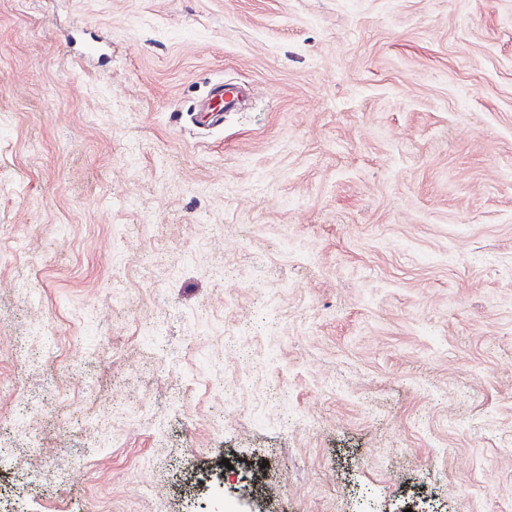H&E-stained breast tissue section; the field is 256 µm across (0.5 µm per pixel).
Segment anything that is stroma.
<instances>
[{
  "instance_id": "35a3bbf8",
  "label": "stroma",
  "mask_w": 512,
  "mask_h": 512,
  "mask_svg": "<svg viewBox=\"0 0 512 512\" xmlns=\"http://www.w3.org/2000/svg\"><path fill=\"white\" fill-rule=\"evenodd\" d=\"M24 406L0 512H512V0H0Z\"/></svg>"
}]
</instances>
